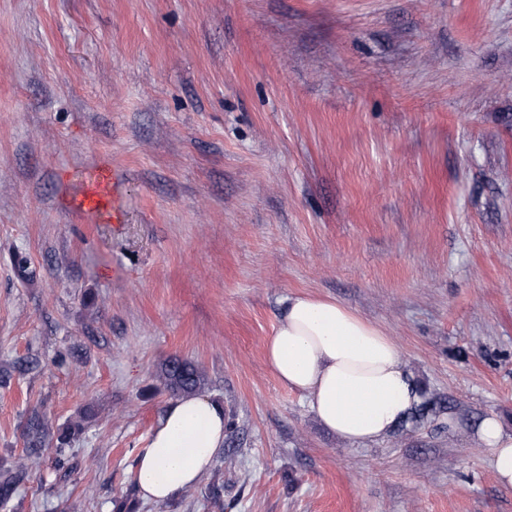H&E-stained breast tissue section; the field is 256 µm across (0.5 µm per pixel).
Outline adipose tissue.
Returning a JSON list of instances; mask_svg holds the SVG:
<instances>
[{"label": "adipose tissue", "instance_id": "adipose-tissue-1", "mask_svg": "<svg viewBox=\"0 0 512 512\" xmlns=\"http://www.w3.org/2000/svg\"><path fill=\"white\" fill-rule=\"evenodd\" d=\"M278 379L299 392L318 422L345 442L366 446L388 436L420 401L419 387L395 341L334 300L289 298L264 345ZM223 406L186 394L170 402L136 460L145 499L163 502L197 484L224 446ZM479 440L501 485L512 487V433L494 417Z\"/></svg>", "mask_w": 512, "mask_h": 512}]
</instances>
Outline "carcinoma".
Listing matches in <instances>:
<instances>
[{
  "instance_id": "obj_1",
  "label": "carcinoma",
  "mask_w": 512,
  "mask_h": 512,
  "mask_svg": "<svg viewBox=\"0 0 512 512\" xmlns=\"http://www.w3.org/2000/svg\"><path fill=\"white\" fill-rule=\"evenodd\" d=\"M167 386L175 393H193L201 388L204 379L198 367L185 360L173 359L164 369ZM83 431L79 422H69L57 429H52L46 415L32 410L24 424V436L28 448V463L15 469H0V503L11 500L18 488L28 479L31 469L41 462V449L54 442L56 447L68 446Z\"/></svg>"
}]
</instances>
